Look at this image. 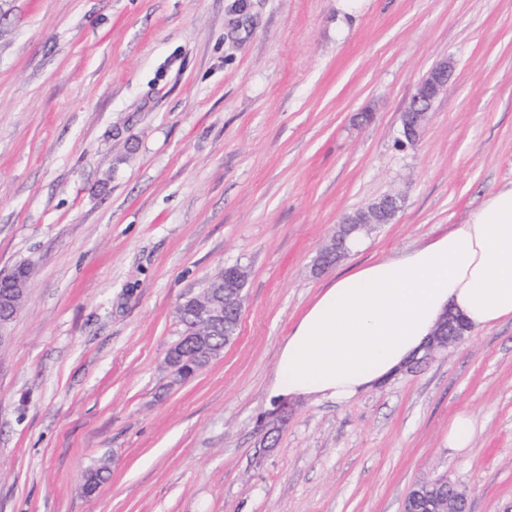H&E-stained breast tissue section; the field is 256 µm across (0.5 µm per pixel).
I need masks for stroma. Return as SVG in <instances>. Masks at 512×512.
<instances>
[{
	"mask_svg": "<svg viewBox=\"0 0 512 512\" xmlns=\"http://www.w3.org/2000/svg\"><path fill=\"white\" fill-rule=\"evenodd\" d=\"M511 184L512 0H0V274L32 269L0 345V512H402L437 478L512 512L511 320L281 422L268 394L319 288ZM389 193L390 223L318 267ZM236 265L237 337L172 384L178 303ZM452 67L448 60H442L436 63L420 81L413 96L414 108L416 112H405L402 116V135L410 143L415 142L421 132L426 115L430 108L421 106L422 99L430 93H436V97L447 86L451 76ZM401 196L388 194L374 201L363 210L357 211L355 214L346 217L339 229L345 233L352 234L354 232L368 229L378 224H387L384 222L386 213H393L400 207ZM474 433L472 416L465 411L458 412L448 423V446L462 452L470 448Z\"/></svg>",
	"mask_w": 512,
	"mask_h": 512,
	"instance_id": "35a3bbf8",
	"label": "stroma"
}]
</instances>
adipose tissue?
Wrapping results in <instances>:
<instances>
[{"label": "adipose tissue", "instance_id": "1", "mask_svg": "<svg viewBox=\"0 0 512 512\" xmlns=\"http://www.w3.org/2000/svg\"><path fill=\"white\" fill-rule=\"evenodd\" d=\"M449 312L473 331L512 320V185L447 234L320 291L279 350L269 397L350 400L419 357Z\"/></svg>", "mask_w": 512, "mask_h": 512}]
</instances>
